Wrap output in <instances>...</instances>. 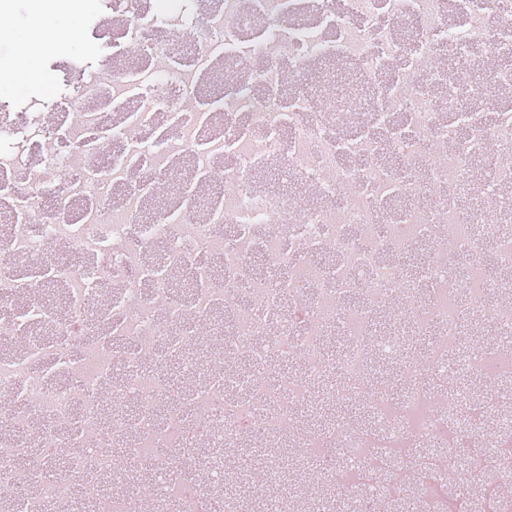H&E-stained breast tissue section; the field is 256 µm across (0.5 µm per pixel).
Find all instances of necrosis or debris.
Instances as JSON below:
<instances>
[{
	"instance_id": "4bbe7bcc",
	"label": "necrosis or debris",
	"mask_w": 512,
	"mask_h": 512,
	"mask_svg": "<svg viewBox=\"0 0 512 512\" xmlns=\"http://www.w3.org/2000/svg\"><path fill=\"white\" fill-rule=\"evenodd\" d=\"M188 5L119 0L136 65L103 64L53 122L0 121V342L17 346L0 354V512H45L74 486L86 512H139L102 483L125 466L89 445L102 428L135 449H175L152 498L168 512L167 472L200 466L203 492L223 476L184 437L196 409L223 406L206 418L213 447H240L249 422L272 447L318 391L359 399L369 417L298 443L324 461L314 482L339 512H391L411 494L417 512H448L452 477L481 512H512V417L485 411L512 394V100L500 97L512 70L478 61L483 44L512 55V0H224L198 26ZM177 31L189 56L167 46ZM448 56L468 61L469 78L439 66ZM340 60L358 72L346 95ZM367 100L368 122L348 125ZM274 162L315 203L259 189ZM55 245L82 265L50 260ZM393 300L397 316L373 332ZM488 315L495 372L463 343ZM426 336L431 351L410 357ZM419 369L429 388L409 385ZM487 373L485 389L458 383ZM450 445L453 470L439 454Z\"/></svg>"
}]
</instances>
